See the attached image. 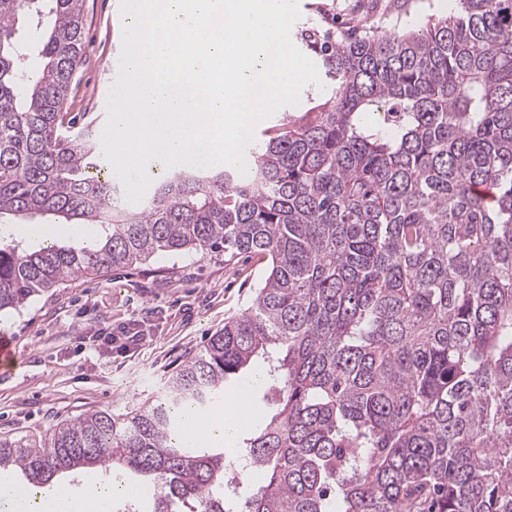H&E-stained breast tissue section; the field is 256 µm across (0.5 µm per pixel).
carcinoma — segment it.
<instances>
[{
	"mask_svg": "<svg viewBox=\"0 0 512 512\" xmlns=\"http://www.w3.org/2000/svg\"><path fill=\"white\" fill-rule=\"evenodd\" d=\"M303 40L332 91L265 132L249 177L171 172L131 211L63 112L81 0H0V216L100 227L91 246L0 248V313L163 253L269 264L155 400L0 437V473L109 471L151 489V512H512V0ZM257 359L268 410L242 440V497L178 415Z\"/></svg>",
	"mask_w": 512,
	"mask_h": 512,
	"instance_id": "1",
	"label": "carcinoma"
}]
</instances>
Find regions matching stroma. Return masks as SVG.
<instances>
[{"instance_id": "35a3bbf8", "label": "stroma", "mask_w": 512, "mask_h": 512, "mask_svg": "<svg viewBox=\"0 0 512 512\" xmlns=\"http://www.w3.org/2000/svg\"><path fill=\"white\" fill-rule=\"evenodd\" d=\"M368 2L298 0L292 42L305 29L332 34L365 16L386 30L413 29L452 6V0H379L368 13ZM81 15L83 57L66 110L78 124L91 121L100 129L107 118L108 69L121 53L125 18L121 0H82ZM266 272L265 262L220 249L163 254L105 280H75L1 316L0 333L12 337L24 366L0 377V437L43 430L92 410L123 413L155 399L188 354L251 305ZM103 319L116 334L135 327L142 342L91 352L87 338Z\"/></svg>"}]
</instances>
